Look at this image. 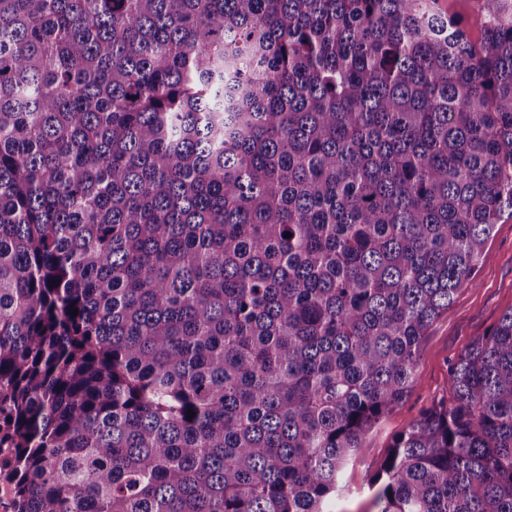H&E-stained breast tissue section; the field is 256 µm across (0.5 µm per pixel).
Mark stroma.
Returning a JSON list of instances; mask_svg holds the SVG:
<instances>
[{
    "label": "stroma",
    "instance_id": "35a3bbf8",
    "mask_svg": "<svg viewBox=\"0 0 512 512\" xmlns=\"http://www.w3.org/2000/svg\"><path fill=\"white\" fill-rule=\"evenodd\" d=\"M512 309V220L497 224L487 241L475 287L461 291L429 327L419 345L416 386L411 395L364 439L348 461L335 512H377L371 483L395 436L436 399L453 395L448 367L475 338Z\"/></svg>",
    "mask_w": 512,
    "mask_h": 512
}]
</instances>
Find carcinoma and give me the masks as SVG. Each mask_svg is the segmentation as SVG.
<instances>
[{
	"mask_svg": "<svg viewBox=\"0 0 512 512\" xmlns=\"http://www.w3.org/2000/svg\"><path fill=\"white\" fill-rule=\"evenodd\" d=\"M485 3L477 47L439 0H0L17 512H330L512 218ZM449 375L378 512H512V310Z\"/></svg>",
	"mask_w": 512,
	"mask_h": 512,
	"instance_id": "carcinoma-1",
	"label": "carcinoma"
}]
</instances>
